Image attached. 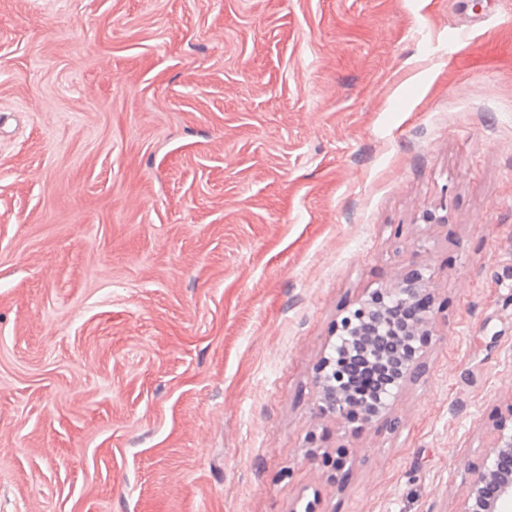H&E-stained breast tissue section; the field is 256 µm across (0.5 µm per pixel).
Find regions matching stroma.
Listing matches in <instances>:
<instances>
[{"instance_id": "stroma-1", "label": "stroma", "mask_w": 512, "mask_h": 512, "mask_svg": "<svg viewBox=\"0 0 512 512\" xmlns=\"http://www.w3.org/2000/svg\"><path fill=\"white\" fill-rule=\"evenodd\" d=\"M413 269L423 374L319 413ZM510 403L496 0H0V512H455Z\"/></svg>"}]
</instances>
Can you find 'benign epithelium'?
I'll list each match as a JSON object with an SVG mask.
<instances>
[{
    "mask_svg": "<svg viewBox=\"0 0 512 512\" xmlns=\"http://www.w3.org/2000/svg\"><path fill=\"white\" fill-rule=\"evenodd\" d=\"M426 280L414 269L389 288L372 294L367 303L375 308L368 321L348 333L347 343L377 358L388 355L399 362L402 372L398 381L419 375L421 351L430 336L433 312L424 299ZM336 360L327 357L316 376L318 410L336 414L353 422V417L369 422L378 412L361 415L349 393L336 387L329 368ZM512 459V427L500 424L491 434L482 460L468 467L469 479L457 512H505L512 505V468L502 467V460Z\"/></svg>",
    "mask_w": 512,
    "mask_h": 512,
    "instance_id": "7a95c632",
    "label": "benign epithelium"
}]
</instances>
